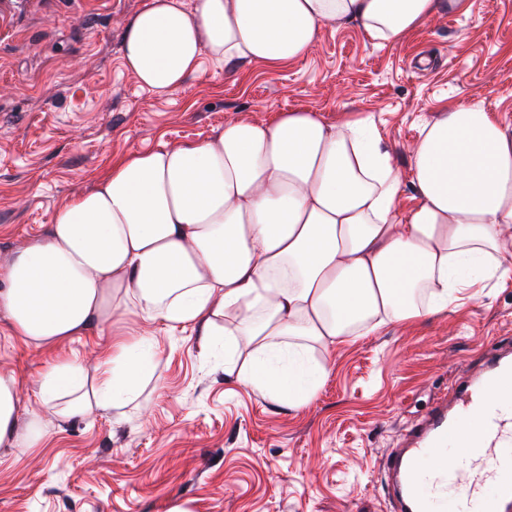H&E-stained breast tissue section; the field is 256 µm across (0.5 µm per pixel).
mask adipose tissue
<instances>
[{
    "instance_id": "obj_1",
    "label": "adipose tissue",
    "mask_w": 512,
    "mask_h": 512,
    "mask_svg": "<svg viewBox=\"0 0 512 512\" xmlns=\"http://www.w3.org/2000/svg\"><path fill=\"white\" fill-rule=\"evenodd\" d=\"M443 0H150L131 15L121 60L162 96L203 63L275 68L302 58L329 23L395 46ZM416 204L401 211L404 187ZM512 126L480 104L422 125L401 174L374 123L291 109L236 119L179 146L114 157L64 203L44 237L0 264V312L13 335L50 347L129 312L210 328L234 317L252 362L240 381L292 408L317 393L331 352L387 324L447 310L457 292L512 274ZM140 343L106 349L95 371L66 359L39 395L61 417L104 415L152 378ZM21 396L0 375V446L36 447Z\"/></svg>"
}]
</instances>
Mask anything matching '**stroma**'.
<instances>
[{"label":"stroma","mask_w":512,"mask_h":512,"mask_svg":"<svg viewBox=\"0 0 512 512\" xmlns=\"http://www.w3.org/2000/svg\"><path fill=\"white\" fill-rule=\"evenodd\" d=\"M150 0H19L0 14V262L45 234L56 209L113 157L203 139L224 122L306 108L374 121L399 167L423 122L480 103L512 125V0H467L393 48L356 25L327 26L300 60L206 66L159 97L122 66L126 20ZM156 372L123 413L60 419L34 394L78 354L113 341L94 330L38 349L0 314V375L21 392L20 425L42 416L38 447H0V512H390L381 462L459 367L512 346V279L462 292L447 311L393 324L330 359L312 401L291 409L226 370V339L127 318Z\"/></svg>","instance_id":"obj_1"}]
</instances>
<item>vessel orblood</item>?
I'll return each mask as SVG.
<instances>
[{"instance_id": "vessel-or-blood-1", "label": "vessel or blood", "mask_w": 512, "mask_h": 512, "mask_svg": "<svg viewBox=\"0 0 512 512\" xmlns=\"http://www.w3.org/2000/svg\"><path fill=\"white\" fill-rule=\"evenodd\" d=\"M382 468L392 512H512V352L462 369Z\"/></svg>"}]
</instances>
